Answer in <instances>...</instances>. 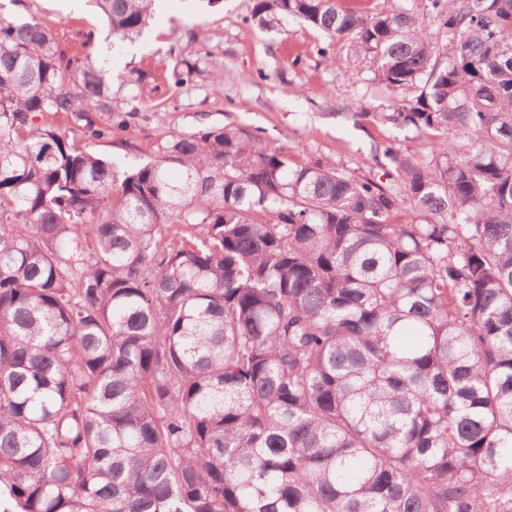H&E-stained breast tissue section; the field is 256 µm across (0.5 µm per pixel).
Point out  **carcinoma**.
<instances>
[{"instance_id": "carcinoma-1", "label": "carcinoma", "mask_w": 512, "mask_h": 512, "mask_svg": "<svg viewBox=\"0 0 512 512\" xmlns=\"http://www.w3.org/2000/svg\"><path fill=\"white\" fill-rule=\"evenodd\" d=\"M430 7L451 57L390 0L251 10L412 92L439 160L384 147L395 189L231 124L121 172L77 143L133 115L105 69L0 19V512H512V0Z\"/></svg>"}]
</instances>
